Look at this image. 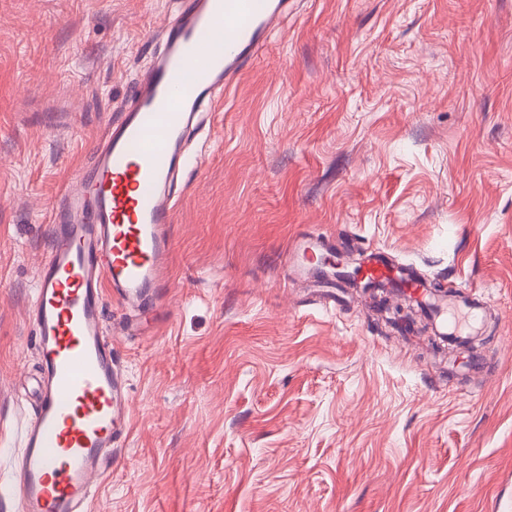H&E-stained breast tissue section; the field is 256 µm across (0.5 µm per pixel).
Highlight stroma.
Listing matches in <instances>:
<instances>
[{
  "label": "stroma",
  "instance_id": "1",
  "mask_svg": "<svg viewBox=\"0 0 512 512\" xmlns=\"http://www.w3.org/2000/svg\"><path fill=\"white\" fill-rule=\"evenodd\" d=\"M175 0H0V512L34 276ZM178 176L168 310L116 336L133 426L91 512H512V0H294ZM299 233L482 292L476 351L288 286Z\"/></svg>",
  "mask_w": 512,
  "mask_h": 512
}]
</instances>
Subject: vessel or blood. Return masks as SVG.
Returning a JSON list of instances; mask_svg holds the SVG:
<instances>
[{
  "instance_id": "obj_1",
  "label": "vessel or blood",
  "mask_w": 512,
  "mask_h": 512,
  "mask_svg": "<svg viewBox=\"0 0 512 512\" xmlns=\"http://www.w3.org/2000/svg\"><path fill=\"white\" fill-rule=\"evenodd\" d=\"M289 0H178L159 26L161 48L98 143L89 167L63 185L50 212V251L36 273L31 310L40 357L39 399L22 431L15 512H87L132 419L126 380L104 326L106 296L143 306L164 293L173 259V183L190 132L265 48ZM328 241L296 237L289 258L308 273L333 272ZM362 281L397 286L421 301L433 334L474 332L485 303L461 290L432 294L382 253L358 268Z\"/></svg>"
}]
</instances>
